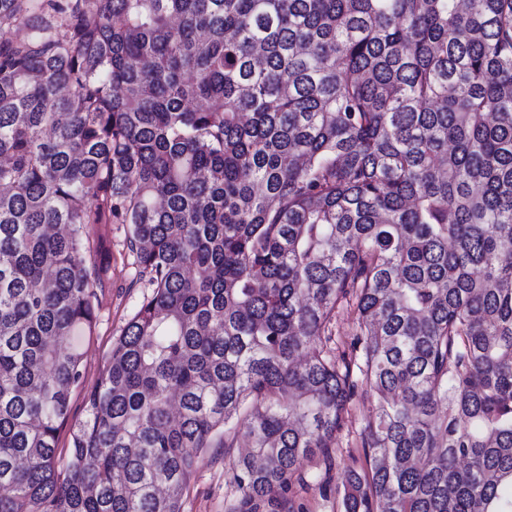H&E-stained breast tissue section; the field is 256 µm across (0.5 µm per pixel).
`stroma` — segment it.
<instances>
[{
	"label": "stroma",
	"instance_id": "obj_1",
	"mask_svg": "<svg viewBox=\"0 0 512 512\" xmlns=\"http://www.w3.org/2000/svg\"><path fill=\"white\" fill-rule=\"evenodd\" d=\"M109 252L110 285L98 292L97 324L94 336L84 346V384L72 395L71 413L81 416L83 393L91 389L128 320L140 307L147 290L146 279L134 255L128 250V227L124 224H95L90 228ZM359 313L354 300H344L337 307L329 325L330 348L334 354H351L359 332ZM374 399L365 390H357L337 430L329 456H316L304 468L283 505L262 503L257 512H344L342 483L349 467L363 458L360 434L371 419ZM237 449L206 453L183 493V512H226L227 504L238 493L230 481L229 464Z\"/></svg>",
	"mask_w": 512,
	"mask_h": 512
}]
</instances>
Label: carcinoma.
<instances>
[{
  "label": "carcinoma",
  "mask_w": 512,
  "mask_h": 512,
  "mask_svg": "<svg viewBox=\"0 0 512 512\" xmlns=\"http://www.w3.org/2000/svg\"><path fill=\"white\" fill-rule=\"evenodd\" d=\"M90 224L151 291L75 419ZM360 383L345 512H512V0H0V512H182L242 442L255 512ZM358 316L359 313L354 299L349 300L347 298L336 308L329 325L332 340L327 343V346L333 350L332 352L336 354L337 358L342 354L348 355V358L355 355L353 346L356 335L359 333Z\"/></svg>",
  "instance_id": "carcinoma-1"
}]
</instances>
